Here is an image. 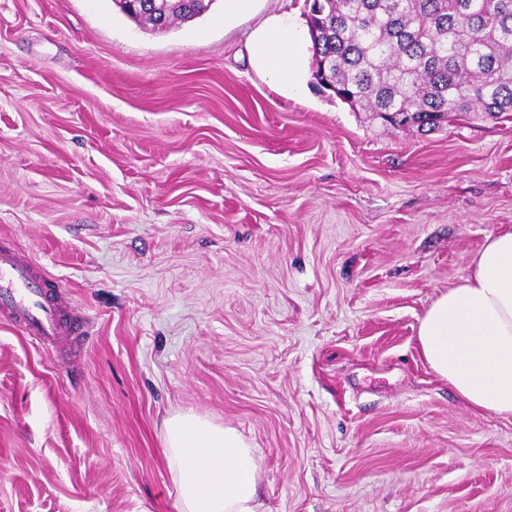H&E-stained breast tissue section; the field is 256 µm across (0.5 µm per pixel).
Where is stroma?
<instances>
[{
	"mask_svg": "<svg viewBox=\"0 0 512 512\" xmlns=\"http://www.w3.org/2000/svg\"><path fill=\"white\" fill-rule=\"evenodd\" d=\"M280 11L0 0V247L94 317L76 378L0 315V512H180L176 413L252 445L265 512H512V417L417 343L512 229V122L279 93L246 37ZM136 0L134 7H130L124 0H113L121 11L155 33L166 32L174 22H188L200 17L210 9L209 2L198 0ZM168 1V2H167ZM258 0H225L224 26L230 27L238 18L251 14Z\"/></svg>",
	"mask_w": 512,
	"mask_h": 512,
	"instance_id": "35a3bbf8",
	"label": "stroma"
}]
</instances>
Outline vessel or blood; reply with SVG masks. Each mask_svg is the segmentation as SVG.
I'll use <instances>...</instances> for the list:
<instances>
[{"label":"vessel or blood","mask_w":512,"mask_h":512,"mask_svg":"<svg viewBox=\"0 0 512 512\" xmlns=\"http://www.w3.org/2000/svg\"><path fill=\"white\" fill-rule=\"evenodd\" d=\"M51 281L25 255L0 249V310L18 321L43 347L56 346L60 337L85 342L92 327L89 315L63 309L49 290Z\"/></svg>","instance_id":"vessel-or-blood-1"}]
</instances>
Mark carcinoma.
Wrapping results in <instances>:
<instances>
[{"mask_svg": "<svg viewBox=\"0 0 512 512\" xmlns=\"http://www.w3.org/2000/svg\"><path fill=\"white\" fill-rule=\"evenodd\" d=\"M113 3L155 33L210 9L205 0ZM311 40L327 62L319 82L393 126L512 117V0H320Z\"/></svg>", "mask_w": 512, "mask_h": 512, "instance_id": "1", "label": "carcinoma"}]
</instances>
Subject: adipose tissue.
Returning a JSON list of instances; mask_svg holds the SVG:
<instances>
[{
  "label": "adipose tissue",
  "mask_w": 512,
  "mask_h": 512,
  "mask_svg": "<svg viewBox=\"0 0 512 512\" xmlns=\"http://www.w3.org/2000/svg\"><path fill=\"white\" fill-rule=\"evenodd\" d=\"M255 66L275 89L302 88L310 40L283 11L249 36ZM422 358L474 411L512 417V230L488 236L470 275L419 321ZM181 512H256L258 466L234 429L192 415L165 422Z\"/></svg>",
  "instance_id": "adipose-tissue-1"
}]
</instances>
